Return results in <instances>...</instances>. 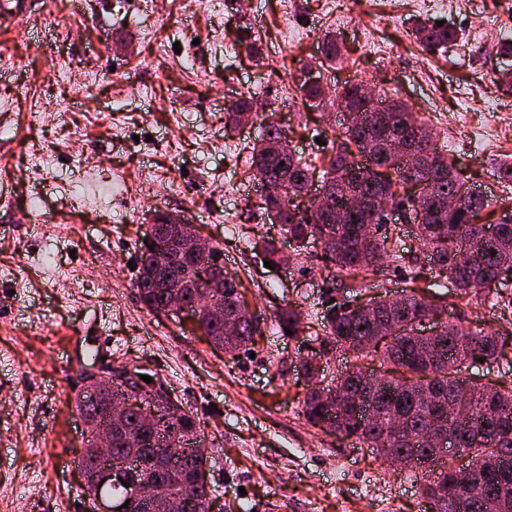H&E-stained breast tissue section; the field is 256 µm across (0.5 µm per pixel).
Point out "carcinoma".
<instances>
[{
  "instance_id": "obj_1",
  "label": "carcinoma",
  "mask_w": 512,
  "mask_h": 512,
  "mask_svg": "<svg viewBox=\"0 0 512 512\" xmlns=\"http://www.w3.org/2000/svg\"><path fill=\"white\" fill-rule=\"evenodd\" d=\"M413 36L428 52L446 49L459 39L455 29L425 21L415 23ZM298 90L314 108L332 96L348 114L336 134V152L322 167V184H331L336 194L334 206H342L349 197L372 200L385 195L412 216L417 213L416 204L404 193L403 184L427 181L428 190L420 195L422 221L409 225L424 251L423 257L414 260L426 261L455 285L461 297L512 286V216L503 215L495 222V234L484 240L475 221L490 200L478 199L464 210L448 207V196L465 192L468 181L452 175L454 161L420 136L426 123L419 113L399 100L382 108L369 106L362 84L355 82L332 88L303 77ZM253 119L252 96L242 94L224 104L225 129L234 131ZM279 137L280 127L270 116L263 137L249 155L251 176L262 188L252 208L281 225L300 247L310 240L320 241L332 269V282L351 290L375 272L381 256L391 263H403L404 256L391 251L390 236L381 231L383 216L374 210L348 215L339 222L333 217L323 224H310L300 216L292 200L306 197L313 164L299 155L278 154L271 143ZM167 222L168 214H155L138 249L134 287L151 312L174 294L191 305L194 289L208 291L207 270L185 266L180 244L166 241L167 261L161 265L150 252V242L161 239L159 231ZM254 246L268 261L278 260L274 239L261 236ZM212 298L224 305V316L237 318L239 328L235 335H225L224 320L199 307L193 309L198 329L231 357L248 351L255 342V330L241 315L239 283L225 278L224 287L212 291ZM444 315L443 305L415 288H405L393 298L372 297L362 309L335 302L326 306L318 322L321 331L312 335L314 345L296 357L295 370L308 387L301 406L303 416L341 441H358L378 451L391 465L389 452L399 454L409 474L422 481L421 492L431 508L460 512L453 490L468 462L435 450L427 441L430 428H443L450 447L464 448L470 458L483 461L484 474L466 501L468 512H512V386L503 379L490 382L464 374L481 359L497 360L504 365V373L511 372L505 338L499 332L444 321ZM423 318L441 322V331L435 336L415 333L416 323ZM278 327L295 336L303 331L295 308L279 312ZM339 350L352 353L355 362L337 383H327L317 358H329ZM375 357L379 368L364 364L365 359ZM133 390V399L155 408L153 422H144L136 406L123 418L111 420L108 403L115 389L107 384L101 387L96 406L79 393L74 399L75 411L89 425V433L112 426L115 452L131 462L127 485L112 487V497L125 499L138 486L153 482L164 500L136 512H166L169 498L182 499L183 512H210L212 489L196 482L198 471L211 467L209 457L150 455V444L171 427L184 432L189 441L200 438L199 420L170 404L149 383L135 384ZM95 466V449L89 447L78 461L85 474L83 494L87 498L96 493Z\"/></svg>"
}]
</instances>
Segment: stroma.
Returning a JSON list of instances; mask_svg holds the SVG:
<instances>
[{
  "instance_id": "obj_1",
  "label": "stroma",
  "mask_w": 512,
  "mask_h": 512,
  "mask_svg": "<svg viewBox=\"0 0 512 512\" xmlns=\"http://www.w3.org/2000/svg\"><path fill=\"white\" fill-rule=\"evenodd\" d=\"M223 2L214 14L200 0H18L0 17V512H84L85 427L72 403L83 371L104 362L145 366L199 419L211 512H427L407 472L301 413L294 364L309 336L281 335L276 316L290 304L308 321L328 296L350 294L330 290L320 243L297 249L248 211L262 129L225 133L224 104L251 92L298 154L330 156L342 114L309 107L294 77L335 36L343 56L325 83L408 102L503 215L512 186L495 171L512 159V93L496 77L512 70L499 51L512 40V0ZM418 19L456 29L459 45L424 51L411 35ZM94 70L104 78L92 84ZM146 169L155 177L142 186ZM157 212L187 216L222 248L260 327L252 352L225 356L188 315L144 307L129 264ZM260 234L291 253L287 266L265 267ZM58 266L78 278L56 279ZM426 277L449 321L512 324L491 294L462 298L437 272Z\"/></svg>"
}]
</instances>
